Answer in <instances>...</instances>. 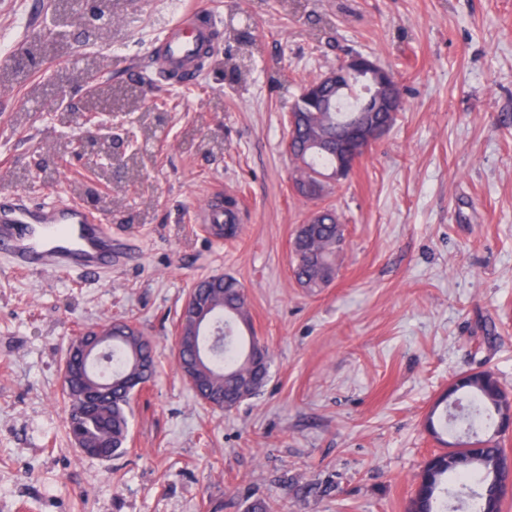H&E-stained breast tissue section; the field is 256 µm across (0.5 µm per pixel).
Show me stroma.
<instances>
[{"label": "stroma", "instance_id": "35a3bbf8", "mask_svg": "<svg viewBox=\"0 0 512 512\" xmlns=\"http://www.w3.org/2000/svg\"><path fill=\"white\" fill-rule=\"evenodd\" d=\"M222 23L194 84L149 83V49L182 6ZM57 0H0V197H80L94 185L111 276L19 277L0 265V512H406L428 455L424 423L456 375L512 393V0H110L99 36L49 34ZM361 54L404 87L396 123L326 197L347 226L335 281L307 294L291 242L317 203L293 188L286 115L301 86ZM100 60L99 105L137 141L100 175L64 143L62 92ZM54 154L57 172L34 166ZM242 204L235 241L209 235L213 195ZM214 274L245 289L270 353L260 394L220 411L173 357L182 306ZM124 317L159 366L136 394L131 442L110 459L67 435L62 366L81 331Z\"/></svg>", "mask_w": 512, "mask_h": 512}]
</instances>
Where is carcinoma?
I'll use <instances>...</instances> for the list:
<instances>
[{
    "label": "carcinoma",
    "instance_id": "obj_1",
    "mask_svg": "<svg viewBox=\"0 0 512 512\" xmlns=\"http://www.w3.org/2000/svg\"><path fill=\"white\" fill-rule=\"evenodd\" d=\"M291 111L303 115L296 130L288 132L292 154L304 161L294 179L300 186L311 180V174L336 168V132L346 120L360 112L389 125L397 120V115L384 110L376 83L353 74L341 77L337 86H319L314 101L300 91ZM344 240L345 225L330 205L299 225L292 240V273L297 285L310 294L328 287L336 278ZM193 296L202 322L214 326L218 333L202 339L208 354L201 360L196 358L195 345L176 344L180 372L197 399L215 409H231L261 391L270 357L264 355L259 365L246 360L247 347L257 341L240 332L242 327L250 332L252 326L248 298L237 280L227 275L202 278L194 284ZM89 334L97 336L96 352L89 360H84V343L73 340L67 348L71 360L86 361L68 375L63 390L70 411L68 433L93 457L109 459L127 448L131 400L155 374L156 347L126 320H115ZM484 374L483 379L466 378L460 410L439 414L438 406H433L425 425L435 438L448 433L477 438L497 423L493 402L509 393L495 372L486 370ZM419 479L423 489L410 500L409 512H447L449 507L452 512H463L469 500L475 512H482L485 498L497 492L482 467L450 470L443 457L431 477L422 473Z\"/></svg>",
    "mask_w": 512,
    "mask_h": 512
}]
</instances>
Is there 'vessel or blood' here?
Instances as JSON below:
<instances>
[{"instance_id":"vessel-or-blood-1","label":"vessel or blood","mask_w":512,"mask_h":512,"mask_svg":"<svg viewBox=\"0 0 512 512\" xmlns=\"http://www.w3.org/2000/svg\"><path fill=\"white\" fill-rule=\"evenodd\" d=\"M219 31L211 15L186 13L164 29L151 54L169 79L189 83ZM113 259L111 225L82 201H37L24 194L0 200V261L16 272L106 275Z\"/></svg>"}]
</instances>
